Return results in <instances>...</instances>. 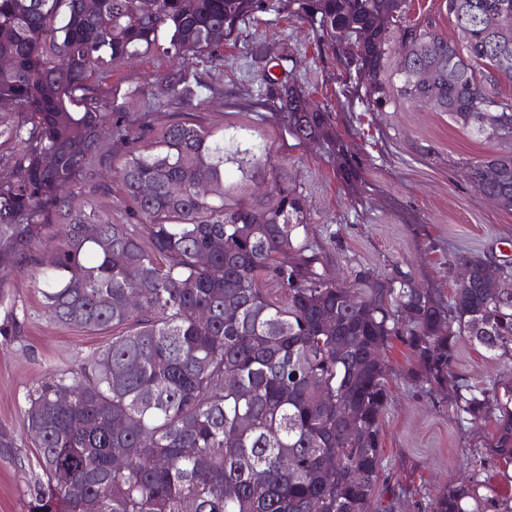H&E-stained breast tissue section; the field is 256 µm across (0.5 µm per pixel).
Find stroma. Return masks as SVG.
<instances>
[{"label":"stroma","mask_w":512,"mask_h":512,"mask_svg":"<svg viewBox=\"0 0 512 512\" xmlns=\"http://www.w3.org/2000/svg\"><path fill=\"white\" fill-rule=\"evenodd\" d=\"M405 19L432 22L449 40L459 38L445 0H408ZM344 46V40H332L284 4L239 23L224 42L221 68L191 60L180 97L163 96L158 81L172 71L173 62L154 50L92 76L90 85L102 111L120 106L133 126L157 133L186 120L266 145L272 166L286 169L289 182L305 195L309 236L324 247L332 274L350 281L360 265L380 274L399 269L449 299L456 256L512 260V211L501 210L468 178L470 163L512 151V141L474 136L447 113L424 104L399 100L382 111L368 110L364 84L344 65ZM288 84L331 112L357 167L355 177H343L331 147L302 143L289 134L278 99L279 88ZM126 151L121 143H102L75 177V206L92 204L110 210L113 222L124 219L115 170ZM34 270L29 261L11 276L15 307L28 314L22 334L0 336V431H10L16 440L11 455L0 454V512H23L27 487L38 471L36 449L23 432L28 391L49 375L76 369L105 342L104 336L53 322L30 285ZM386 356L384 470L410 490L395 512H418V501L468 468L472 441L491 436L494 423L460 428L447 393L429 395L414 387L407 375L412 356L400 341L389 345ZM456 370L482 383L512 377V360L489 361L464 339Z\"/></svg>","instance_id":"obj_1"}]
</instances>
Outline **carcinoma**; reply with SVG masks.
<instances>
[{
  "label": "carcinoma",
  "instance_id": "obj_1",
  "mask_svg": "<svg viewBox=\"0 0 512 512\" xmlns=\"http://www.w3.org/2000/svg\"><path fill=\"white\" fill-rule=\"evenodd\" d=\"M331 38L366 80L369 105L432 99L458 126L512 139V101L488 88L512 82V0H446L462 34L402 23L406 0H288ZM271 0H0V100L22 116L0 127L14 143L0 180V336L23 323L6 284L46 242L33 284L61 326L112 333L70 374L27 397L24 430L38 438L41 473L27 512H370L382 471L388 404L384 351L412 352L426 393L446 387L460 424L493 412L475 444L480 467L418 503L421 512H512V495L483 473L512 464V379L480 387L455 371L467 338L490 360L512 358V288L491 296L488 259L458 256L467 283L448 304L405 272L327 273L311 241L305 197L268 154L232 136L175 121L159 133L103 120L89 78L140 51L184 65L223 60L224 39ZM393 74L387 76L390 52ZM298 141L336 142L329 113L293 87L281 93ZM129 149L116 170L121 203L141 235L112 214L72 205L74 178L106 139ZM270 186L259 204L232 199L226 164ZM512 210V153L469 166V179ZM205 185L209 191L203 192ZM52 209L55 233L43 222ZM207 260L200 261V256ZM274 283L282 299L259 282ZM127 420L132 425L117 427ZM234 442H227V436ZM205 465L199 466V460Z\"/></svg>",
  "mask_w": 512,
  "mask_h": 512
}]
</instances>
